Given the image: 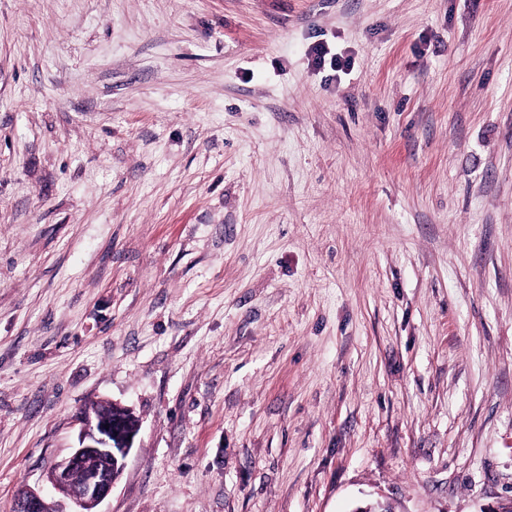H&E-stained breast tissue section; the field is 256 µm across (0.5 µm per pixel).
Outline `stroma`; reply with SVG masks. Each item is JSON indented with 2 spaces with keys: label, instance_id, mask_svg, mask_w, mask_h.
I'll list each match as a JSON object with an SVG mask.
<instances>
[{
  "label": "stroma",
  "instance_id": "obj_1",
  "mask_svg": "<svg viewBox=\"0 0 512 512\" xmlns=\"http://www.w3.org/2000/svg\"><path fill=\"white\" fill-rule=\"evenodd\" d=\"M111 400L99 512L511 503L512 0H0V512Z\"/></svg>",
  "mask_w": 512,
  "mask_h": 512
}]
</instances>
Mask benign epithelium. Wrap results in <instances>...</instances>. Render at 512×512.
Listing matches in <instances>:
<instances>
[{
  "mask_svg": "<svg viewBox=\"0 0 512 512\" xmlns=\"http://www.w3.org/2000/svg\"><path fill=\"white\" fill-rule=\"evenodd\" d=\"M110 411L79 413L77 442L48 472L54 490L71 501L73 512H97L126 468V459L140 430L133 412L108 403ZM14 512H61L41 493L27 487L15 501Z\"/></svg>",
  "mask_w": 512,
  "mask_h": 512,
  "instance_id": "obj_1",
  "label": "benign epithelium"
}]
</instances>
